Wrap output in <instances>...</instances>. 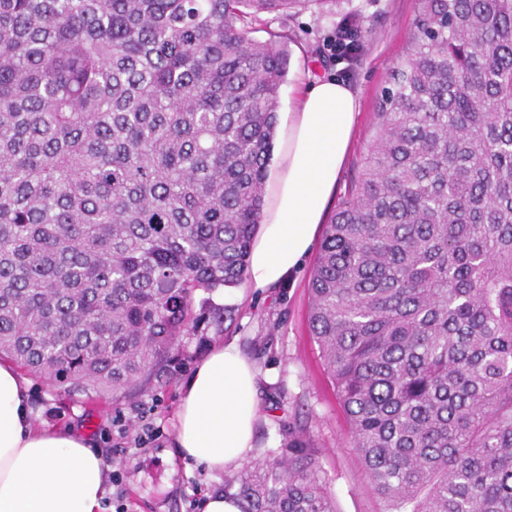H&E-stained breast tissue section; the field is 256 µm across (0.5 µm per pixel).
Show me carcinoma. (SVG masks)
Instances as JSON below:
<instances>
[{"instance_id": "obj_1", "label": "carcinoma", "mask_w": 512, "mask_h": 512, "mask_svg": "<svg viewBox=\"0 0 512 512\" xmlns=\"http://www.w3.org/2000/svg\"><path fill=\"white\" fill-rule=\"evenodd\" d=\"M326 2L0 0V358L114 400L169 381L263 216L287 35L252 25ZM363 37L341 14L338 59ZM310 294L386 512H512V0H418ZM280 431L224 495L338 512Z\"/></svg>"}]
</instances>
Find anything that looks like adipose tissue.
I'll return each mask as SVG.
<instances>
[{
    "label": "adipose tissue",
    "mask_w": 512,
    "mask_h": 512,
    "mask_svg": "<svg viewBox=\"0 0 512 512\" xmlns=\"http://www.w3.org/2000/svg\"><path fill=\"white\" fill-rule=\"evenodd\" d=\"M357 116V96L342 80H316L300 91L268 174L271 203L250 255L252 288L278 287L311 254ZM258 394L254 363L236 344H217L183 390L178 454L209 472L237 467L253 450ZM107 469L88 439L36 424L26 379L0 362V512H101Z\"/></svg>",
    "instance_id": "ef3b65f1"
}]
</instances>
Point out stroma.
Instances as JSON below:
<instances>
[{
    "mask_svg": "<svg viewBox=\"0 0 512 512\" xmlns=\"http://www.w3.org/2000/svg\"><path fill=\"white\" fill-rule=\"evenodd\" d=\"M351 6L362 11L365 33L364 53L350 66L335 60L331 44L341 13ZM417 7V0H336L254 29V38L261 41L272 31L288 36V74L279 91V121L287 120L299 85L323 76L346 82L359 98V116L332 205L341 203L358 173L382 90L409 46ZM314 264V258H307L291 279L272 290L256 291L243 283L197 292L203 320L184 337L169 383L115 401L92 400L79 391L64 394L30 380L36 423L74 429L122 472L121 482L106 485L103 512H199L197 504L204 495L223 486V474L203 472L174 448L175 412L183 388L200 359L220 340L235 342L267 378L260 386L253 459H260L264 449L279 446L280 423L298 420L322 450L323 471L339 512H385L384 501L350 446L344 413L309 333ZM224 307L232 308L233 314L219 328L212 315ZM145 427L160 431V439L149 448H133L132 438Z\"/></svg>",
    "mask_w": 512,
    "mask_h": 512,
    "instance_id": "35a3bbf8",
    "label": "stroma"
}]
</instances>
